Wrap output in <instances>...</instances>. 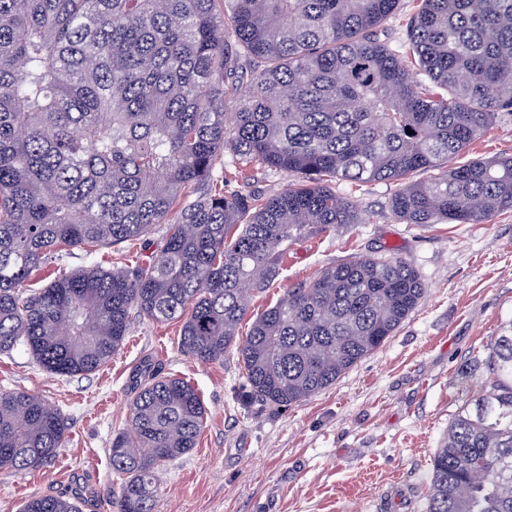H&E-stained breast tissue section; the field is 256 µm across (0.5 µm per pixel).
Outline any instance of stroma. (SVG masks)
<instances>
[{
  "label": "stroma",
  "instance_id": "obj_1",
  "mask_svg": "<svg viewBox=\"0 0 512 512\" xmlns=\"http://www.w3.org/2000/svg\"><path fill=\"white\" fill-rule=\"evenodd\" d=\"M512 156V118L488 129L456 164ZM364 218L296 241L253 312L289 288L359 256L398 258L426 293L377 351L331 387L284 408L242 405L247 392L235 354L201 365L178 347L177 322L135 323L112 361L72 377L46 373L24 349L0 354V390H24L55 405L67 426L64 448L17 473L0 469V512H20L34 495L74 498L81 512H113L109 447L128 428L130 378L146 360L189 382L207 419L196 448L166 463L154 512H426L431 459L463 399L488 379L486 348L512 321V212L478 224L399 221L388 207L397 186L337 183ZM149 241L49 261L28 285L96 262L148 263L164 244Z\"/></svg>",
  "mask_w": 512,
  "mask_h": 512
}]
</instances>
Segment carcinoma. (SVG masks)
I'll return each instance as SVG.
<instances>
[{"label": "carcinoma", "mask_w": 512, "mask_h": 512, "mask_svg": "<svg viewBox=\"0 0 512 512\" xmlns=\"http://www.w3.org/2000/svg\"><path fill=\"white\" fill-rule=\"evenodd\" d=\"M400 0H0V354L21 346L48 373L107 364L136 321L180 323L200 364L235 351L248 394L302 402L380 348L424 295L399 259L326 268L238 326L288 243L360 224L331 183L396 182L405 224H476L512 211V156L450 161L512 116V0H420L396 43L378 28ZM413 134H407V131ZM243 175L290 179L264 197ZM424 171L426 179L412 180ZM163 248L125 270L84 266L23 288L54 256ZM484 393L434 453L427 512H512V322L488 345ZM133 432L109 448L115 512H154L162 465L196 447L205 407L145 361ZM46 399L0 391V469L65 446ZM22 512H79L39 495ZM227 173L229 183L224 187L225 191H240L247 193L255 191L264 195L278 193L288 187L289 180L283 176H266L261 171L254 170L247 179L234 177V174ZM251 175V176H250Z\"/></svg>", "instance_id": "1"}]
</instances>
